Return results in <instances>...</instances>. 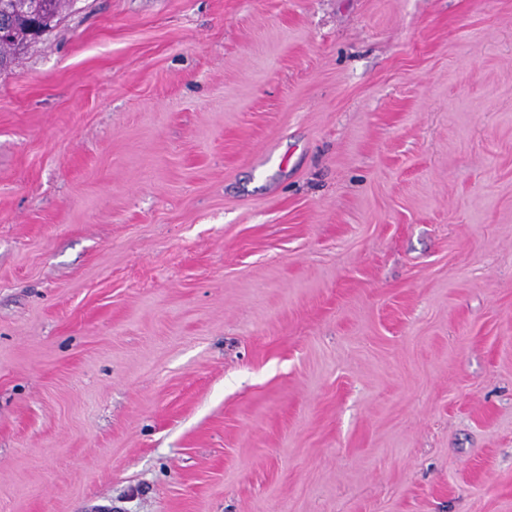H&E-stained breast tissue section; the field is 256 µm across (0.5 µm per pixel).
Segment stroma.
Segmentation results:
<instances>
[{
  "label": "stroma",
  "mask_w": 512,
  "mask_h": 512,
  "mask_svg": "<svg viewBox=\"0 0 512 512\" xmlns=\"http://www.w3.org/2000/svg\"><path fill=\"white\" fill-rule=\"evenodd\" d=\"M0 512H512V0H75L0 72Z\"/></svg>",
  "instance_id": "1"
}]
</instances>
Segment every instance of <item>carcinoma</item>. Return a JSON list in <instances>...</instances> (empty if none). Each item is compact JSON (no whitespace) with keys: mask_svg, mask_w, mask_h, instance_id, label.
Segmentation results:
<instances>
[{"mask_svg":"<svg viewBox=\"0 0 512 512\" xmlns=\"http://www.w3.org/2000/svg\"><path fill=\"white\" fill-rule=\"evenodd\" d=\"M11 12L3 18L8 30V37L0 38V59L5 70L15 64L22 51L31 43L37 41L33 35L36 22H42L44 31L52 29L62 15L72 7L74 0H40L41 12L30 10L31 0H9Z\"/></svg>","mask_w":512,"mask_h":512,"instance_id":"1","label":"carcinoma"}]
</instances>
